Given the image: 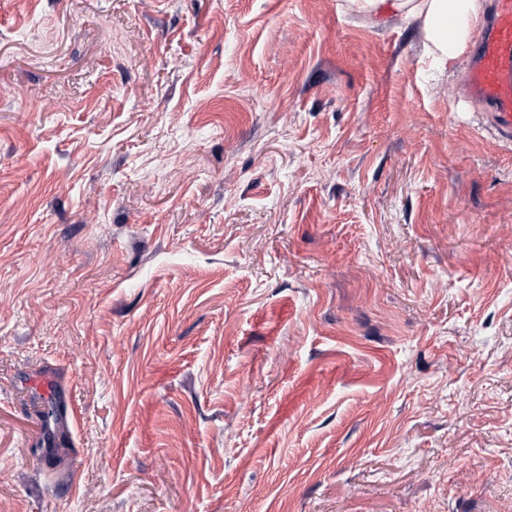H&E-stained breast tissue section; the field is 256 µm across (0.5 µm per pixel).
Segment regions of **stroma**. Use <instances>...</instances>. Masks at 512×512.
<instances>
[{"label": "stroma", "instance_id": "35a3bbf8", "mask_svg": "<svg viewBox=\"0 0 512 512\" xmlns=\"http://www.w3.org/2000/svg\"><path fill=\"white\" fill-rule=\"evenodd\" d=\"M463 65L348 0H0V512H512Z\"/></svg>", "mask_w": 512, "mask_h": 512}]
</instances>
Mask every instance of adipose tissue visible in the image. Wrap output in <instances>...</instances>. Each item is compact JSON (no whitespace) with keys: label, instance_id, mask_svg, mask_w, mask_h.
I'll return each mask as SVG.
<instances>
[{"label":"adipose tissue","instance_id":"obj_1","mask_svg":"<svg viewBox=\"0 0 512 512\" xmlns=\"http://www.w3.org/2000/svg\"><path fill=\"white\" fill-rule=\"evenodd\" d=\"M360 12L375 15L390 6L405 17L421 21L425 38L438 68H446L468 48L479 20L480 0H350Z\"/></svg>","mask_w":512,"mask_h":512}]
</instances>
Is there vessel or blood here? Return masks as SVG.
<instances>
[{
	"label": "vessel or blood",
	"mask_w": 512,
	"mask_h": 512,
	"mask_svg": "<svg viewBox=\"0 0 512 512\" xmlns=\"http://www.w3.org/2000/svg\"><path fill=\"white\" fill-rule=\"evenodd\" d=\"M464 93L486 109L502 138H512V0H490L484 32L465 65Z\"/></svg>",
	"instance_id": "vessel-or-blood-1"
}]
</instances>
